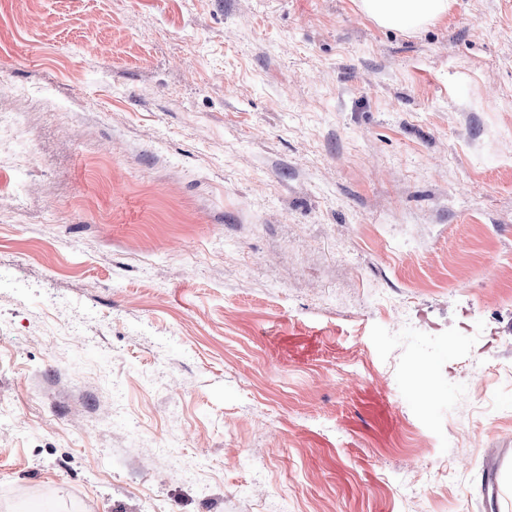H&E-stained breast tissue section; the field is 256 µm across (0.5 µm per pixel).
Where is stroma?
I'll return each instance as SVG.
<instances>
[{"label": "stroma", "instance_id": "1", "mask_svg": "<svg viewBox=\"0 0 512 512\" xmlns=\"http://www.w3.org/2000/svg\"><path fill=\"white\" fill-rule=\"evenodd\" d=\"M0 110V512H512V0H0ZM451 0H358L360 10L381 27L418 30L448 13Z\"/></svg>", "mask_w": 512, "mask_h": 512}]
</instances>
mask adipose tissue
<instances>
[{
    "label": "adipose tissue",
    "mask_w": 512,
    "mask_h": 512,
    "mask_svg": "<svg viewBox=\"0 0 512 512\" xmlns=\"http://www.w3.org/2000/svg\"><path fill=\"white\" fill-rule=\"evenodd\" d=\"M451 0H358L360 10L386 28L420 29L445 16Z\"/></svg>",
    "instance_id": "obj_1"
}]
</instances>
